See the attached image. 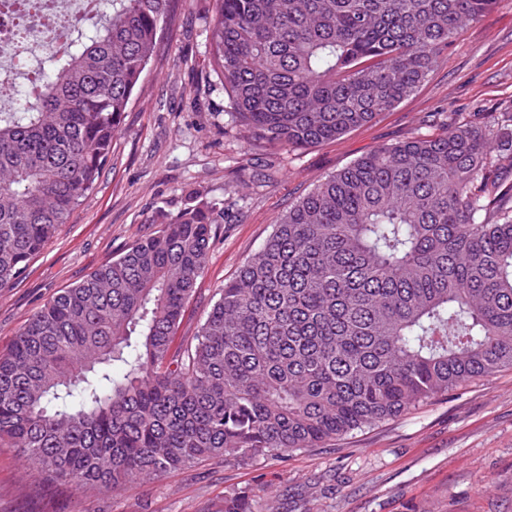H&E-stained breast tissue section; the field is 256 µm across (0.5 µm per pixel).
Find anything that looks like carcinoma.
Listing matches in <instances>:
<instances>
[{
	"label": "carcinoma",
	"instance_id": "obj_1",
	"mask_svg": "<svg viewBox=\"0 0 512 512\" xmlns=\"http://www.w3.org/2000/svg\"><path fill=\"white\" fill-rule=\"evenodd\" d=\"M497 0H213L210 57L252 141L306 148L412 94ZM193 0H96L0 109V288L93 190ZM512 114L451 117L320 180L173 346L224 209L175 215L28 318L0 354V442L122 487L317 448L512 366Z\"/></svg>",
	"mask_w": 512,
	"mask_h": 512
}]
</instances>
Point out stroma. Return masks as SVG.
<instances>
[{
  "mask_svg": "<svg viewBox=\"0 0 512 512\" xmlns=\"http://www.w3.org/2000/svg\"><path fill=\"white\" fill-rule=\"evenodd\" d=\"M512 112V0L456 34L439 64L395 108L316 146H248L212 69L202 6L184 11L138 85L94 190L14 284L0 288V352L25 320L157 228L199 189L224 209L197 294L178 330L193 335L224 283L319 180L448 117L476 124ZM512 512V368L320 448L248 461L215 458L118 489L37 474L0 443V512Z\"/></svg>",
  "mask_w": 512,
  "mask_h": 512,
  "instance_id": "stroma-1",
  "label": "stroma"
}]
</instances>
